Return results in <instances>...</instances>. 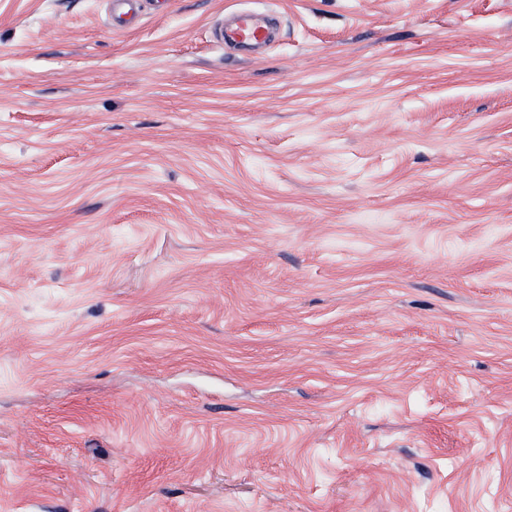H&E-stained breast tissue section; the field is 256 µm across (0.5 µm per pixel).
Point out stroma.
Segmentation results:
<instances>
[{"label":"stroma","instance_id":"1","mask_svg":"<svg viewBox=\"0 0 512 512\" xmlns=\"http://www.w3.org/2000/svg\"><path fill=\"white\" fill-rule=\"evenodd\" d=\"M0 512H512V0H0ZM233 38L242 43H258L266 38V28L258 15L241 14L234 29Z\"/></svg>","mask_w":512,"mask_h":512}]
</instances>
